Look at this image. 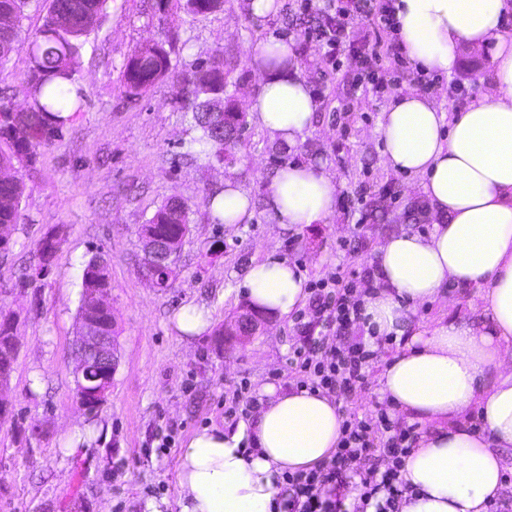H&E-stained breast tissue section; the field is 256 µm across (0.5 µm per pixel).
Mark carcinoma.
Returning <instances> with one entry per match:
<instances>
[{
  "label": "carcinoma",
  "mask_w": 512,
  "mask_h": 512,
  "mask_svg": "<svg viewBox=\"0 0 512 512\" xmlns=\"http://www.w3.org/2000/svg\"><path fill=\"white\" fill-rule=\"evenodd\" d=\"M35 0H0V58L21 46L27 47L30 66L25 81L11 95L0 97V172L14 166H33L37 148L51 142L71 119L69 113L82 107V94L73 88L76 59L92 20L104 11L106 0H51L43 28L28 38L22 36L25 11ZM224 7V0H185L184 9L198 15ZM171 65L165 41L154 40L131 55L123 70V92L129 99L146 94L161 81ZM193 96V142L200 146L198 154L212 160L239 139L237 127L223 123L224 65L200 66L190 79ZM26 104L16 111L13 99ZM25 183L15 175L0 178V225L14 227L20 218V203ZM188 204L181 202L176 210L174 200L162 204L141 225L150 227L159 240L182 237L188 232ZM153 276L167 288L173 276L167 256H162ZM109 271L97 260L84 269L83 293L107 284Z\"/></svg>",
  "instance_id": "carcinoma-1"
}]
</instances>
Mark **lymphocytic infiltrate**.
<instances>
[{"label":"lymphocytic infiltrate","mask_w":512,"mask_h":512,"mask_svg":"<svg viewBox=\"0 0 512 512\" xmlns=\"http://www.w3.org/2000/svg\"><path fill=\"white\" fill-rule=\"evenodd\" d=\"M309 22L306 39L319 42L321 66L336 70L352 58L360 75L353 86L358 101L379 92L382 59L376 26L393 27L392 0H303ZM373 268L343 275L330 272L313 280L306 322L297 323L298 341L289 358L296 386L351 401L365 390L376 350L352 342L348 333L362 321L359 289L371 288ZM418 437L416 425H402L386 413L362 417L347 413L335 453L318 468L284 472L270 512H399L408 486L402 462ZM355 488L359 503L347 508L345 491Z\"/></svg>","instance_id":"f902f5d3"}]
</instances>
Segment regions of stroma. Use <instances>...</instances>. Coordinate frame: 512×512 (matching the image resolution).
Segmentation results:
<instances>
[{"label":"stroma","mask_w":512,"mask_h":512,"mask_svg":"<svg viewBox=\"0 0 512 512\" xmlns=\"http://www.w3.org/2000/svg\"><path fill=\"white\" fill-rule=\"evenodd\" d=\"M157 0H107L83 39L75 81L83 107L49 145L40 147L26 184L20 220L7 259H0V309L17 313L19 351L5 396L13 405L0 422V512H143L151 498L177 497L180 448L197 430L237 429L224 415V400L240 379L253 395L264 386L293 384L288 356L297 339L299 312L270 319L246 343L225 341L216 350L212 333L179 338L171 325L184 306L210 310L213 326L230 323L245 308L236 288L251 262L277 254L297 264L307 279L328 271L351 272L370 264L385 237L410 228L427 232L428 221L410 219L421 198L412 178L393 172L374 131L393 94H431L443 112H455L454 87L477 96L483 55L462 52L451 76L419 77L416 70L380 69L384 89L368 103L351 106L358 74L352 59L320 74L321 49L296 31L300 0H283L273 18L250 20L244 0H224L206 15L159 11ZM274 36L293 42L301 74L320 102L314 129L288 147L248 122L242 146L209 164L189 149L192 115L182 107L184 79L202 64L223 62L227 94L242 106L259 90L248 49ZM172 39V67L138 100L125 97L123 66L153 39ZM323 164L340 186L336 214L316 229H284L265 210L267 186L285 162ZM241 182L253 197L249 224L213 223L203 199L224 178ZM384 191L374 220L358 225L347 207L360 184ZM189 204L186 236L171 288H150L142 272L138 229L170 197ZM60 234L47 271H40L37 245ZM363 236L361 256L339 244ZM107 263L112 278L119 363L106 400L81 411L74 381L71 342L81 302L83 268ZM28 288H21V281ZM473 291L454 288L448 300L418 306L414 329L428 330L455 314H469ZM86 425L89 436L68 449V431ZM173 430L175 446L163 457L142 456L155 432Z\"/></svg>","instance_id":"obj_1"}]
</instances>
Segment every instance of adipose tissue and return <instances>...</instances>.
<instances>
[{"label":"adipose tissue","instance_id":"obj_1","mask_svg":"<svg viewBox=\"0 0 512 512\" xmlns=\"http://www.w3.org/2000/svg\"><path fill=\"white\" fill-rule=\"evenodd\" d=\"M397 46L421 72L451 74L461 50L484 53L486 89L447 117L415 91L393 96L376 129L388 168L418 178L432 222L386 237L374 254L376 283L362 297L365 342L391 336L406 344L387 359L379 392L387 404L428 424L403 461L409 490L399 512H487L505 488L512 448V0H394ZM250 63L260 90L249 113L274 141L295 144L313 128L319 103L301 76L291 43L257 42ZM339 185L323 166L290 161L267 187L282 228L325 224ZM212 216L224 224L255 217L250 193L235 178L216 187ZM471 288L483 324L465 316L413 330L418 305ZM253 311L284 317L309 291L296 265L276 254L248 266L238 285ZM498 373L481 387V373ZM479 412L481 431L466 420ZM342 416L333 398L267 386L237 432L195 431L178 456L177 499H150L144 512H270L284 471H308L333 454ZM251 439L255 450L243 452Z\"/></svg>","mask_w":512,"mask_h":512}]
</instances>
